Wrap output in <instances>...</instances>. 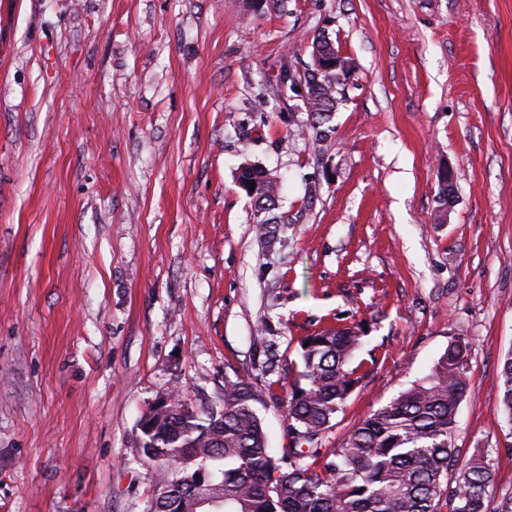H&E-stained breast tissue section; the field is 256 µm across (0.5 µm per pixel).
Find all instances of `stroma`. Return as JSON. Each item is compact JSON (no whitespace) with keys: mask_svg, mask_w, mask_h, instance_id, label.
<instances>
[{"mask_svg":"<svg viewBox=\"0 0 512 512\" xmlns=\"http://www.w3.org/2000/svg\"><path fill=\"white\" fill-rule=\"evenodd\" d=\"M348 60L314 141L279 83ZM278 184L256 232L240 166ZM453 200L438 220V173ZM365 323L319 448L471 341L455 443L512 492V0H0V512H146L138 420L254 383L288 443L304 337ZM497 391L500 406L506 422L512 425V352L507 353L501 362Z\"/></svg>","mask_w":512,"mask_h":512,"instance_id":"35a3bbf8","label":"stroma"}]
</instances>
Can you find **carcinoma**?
I'll use <instances>...</instances> for the list:
<instances>
[{
    "mask_svg": "<svg viewBox=\"0 0 512 512\" xmlns=\"http://www.w3.org/2000/svg\"><path fill=\"white\" fill-rule=\"evenodd\" d=\"M302 84L314 116L315 137L336 111L341 80L307 68L282 72ZM259 183L266 199L276 183L251 169L238 183ZM364 326L327 330L300 342L301 369L288 393V447H268L254 403L255 386L239 375L224 381L222 403L198 411L178 391L162 395L166 411L139 419V456L153 463L157 490L147 512H512V495L491 506L495 479L489 455L460 458L454 444L456 412L469 389L466 338L448 343L431 373L354 425L340 447L323 456L314 447L335 426L363 379L352 365ZM497 391L512 425V352L501 362Z\"/></svg>",
    "mask_w": 512,
    "mask_h": 512,
    "instance_id": "obj_1",
    "label": "carcinoma"
}]
</instances>
